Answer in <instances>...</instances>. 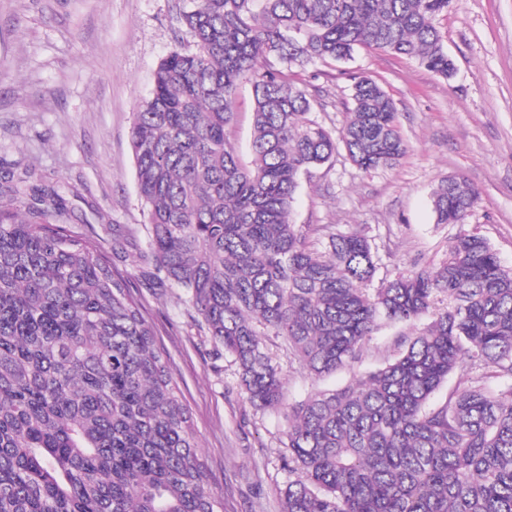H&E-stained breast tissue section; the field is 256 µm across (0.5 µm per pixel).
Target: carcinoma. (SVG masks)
Wrapping results in <instances>:
<instances>
[{"instance_id":"obj_1","label":"carcinoma","mask_w":512,"mask_h":512,"mask_svg":"<svg viewBox=\"0 0 512 512\" xmlns=\"http://www.w3.org/2000/svg\"><path fill=\"white\" fill-rule=\"evenodd\" d=\"M182 2L190 47L159 62L129 131L148 236L139 277L181 289L249 401L283 410L282 512H512V269L461 231L438 267L372 292L365 237L316 247L291 220L301 176L339 150L365 172L406 151L377 82L354 83L336 138L308 118L292 68L365 48L446 77L437 19L450 0ZM244 82L247 164L229 135ZM476 201L445 182L436 223L464 224ZM67 211L54 187L0 177V512H221L152 322L95 235L57 222ZM424 318L382 368L285 401L266 339L320 378L381 325ZM463 360L475 376L430 404Z\"/></svg>"}]
</instances>
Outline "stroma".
<instances>
[{
	"label": "stroma",
	"instance_id": "obj_1",
	"mask_svg": "<svg viewBox=\"0 0 512 512\" xmlns=\"http://www.w3.org/2000/svg\"><path fill=\"white\" fill-rule=\"evenodd\" d=\"M181 0H0V176L30 172L34 185L60 186L73 226L91 224L104 250L112 227L125 237L120 272L133 279L158 347L168 358L197 431L209 488L223 512H281L284 423L253 407L230 356L216 354L178 288L137 281L135 261L148 243L129 143L132 116L158 62L178 48ZM438 29L453 60L444 78L418 60L368 49L346 61L296 69L313 96L310 117L339 133L354 82L377 81L393 98L407 151L390 169L363 171L337 154L302 177L292 208L314 225V243L331 233L366 236L378 257L377 281L437 267L460 230L483 235L512 268V0H451ZM253 97L242 84L229 131L249 161ZM451 178L478 201L465 226L439 224L431 197ZM415 331L386 326L351 369L313 378L279 342L269 350L282 370L286 400L299 401L397 354L395 339Z\"/></svg>",
	"mask_w": 512,
	"mask_h": 512
}]
</instances>
